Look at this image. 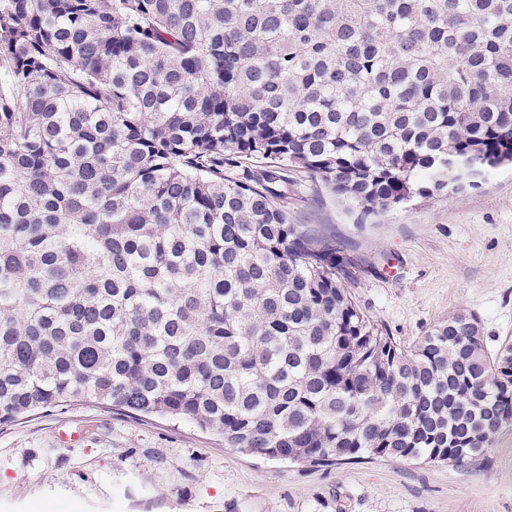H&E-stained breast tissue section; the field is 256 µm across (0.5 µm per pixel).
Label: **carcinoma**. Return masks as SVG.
Listing matches in <instances>:
<instances>
[{
    "instance_id": "carcinoma-1",
    "label": "carcinoma",
    "mask_w": 512,
    "mask_h": 512,
    "mask_svg": "<svg viewBox=\"0 0 512 512\" xmlns=\"http://www.w3.org/2000/svg\"><path fill=\"white\" fill-rule=\"evenodd\" d=\"M0 428L101 406L311 466L485 457L512 342L403 347L360 222L512 166V0H0Z\"/></svg>"
}]
</instances>
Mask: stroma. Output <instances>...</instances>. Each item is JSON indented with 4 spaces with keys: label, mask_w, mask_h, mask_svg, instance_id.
<instances>
[{
    "label": "stroma",
    "mask_w": 512,
    "mask_h": 512,
    "mask_svg": "<svg viewBox=\"0 0 512 512\" xmlns=\"http://www.w3.org/2000/svg\"><path fill=\"white\" fill-rule=\"evenodd\" d=\"M288 215L361 257L351 293L401 345L456 313L477 320L489 349L512 340V171L365 224L305 181L289 194ZM81 426L82 443L60 441ZM0 512H512V426L465 467L383 459L309 467L225 447L187 421L55 410L0 429Z\"/></svg>",
    "instance_id": "obj_1"
}]
</instances>
